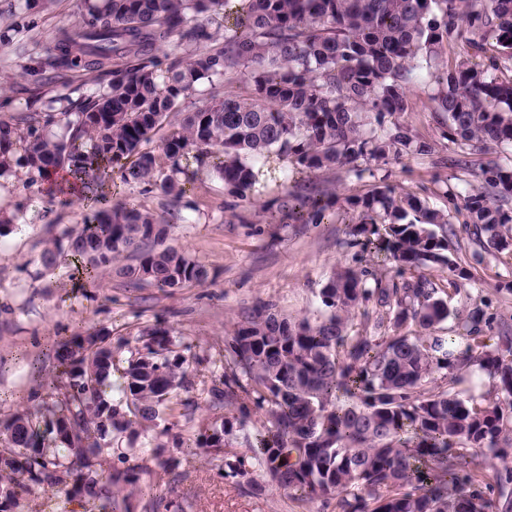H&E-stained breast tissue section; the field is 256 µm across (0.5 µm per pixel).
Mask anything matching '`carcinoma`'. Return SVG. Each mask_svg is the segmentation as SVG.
<instances>
[{
    "mask_svg": "<svg viewBox=\"0 0 512 512\" xmlns=\"http://www.w3.org/2000/svg\"><path fill=\"white\" fill-rule=\"evenodd\" d=\"M82 21L55 30L30 57L20 84L0 79V178L21 171L92 217L67 228L39 258L47 271L74 266L95 284L115 273L134 286L179 289L208 279L204 265L166 245L169 221L112 199L106 184L160 191L179 202L204 171L228 193L257 203L268 177L285 191L275 224H321L337 210L346 245L390 270L343 267L320 290L325 314L290 319L260 302L224 337V375L210 390L230 415L195 447L224 455V477L258 467L302 502L336 500L339 512H512V329L483 336L479 307H448L435 273L470 279L448 235V212L389 185L340 199L317 181L342 169L425 156L429 142L400 120L415 71L435 86L432 108L456 146L448 167L472 176L448 203L466 212L487 251L512 246V157L473 158L512 147V0H83ZM462 43L483 56L439 61ZM91 88H68L75 74ZM236 90H226L232 82ZM180 130L147 148L171 113ZM444 322L448 331H441ZM109 331L58 342L50 391L0 421V512H25V496L72 485L100 512H128L146 458L126 449L112 464V435L154 421L188 388L186 359L166 328L143 335L118 402ZM498 397L466 387L472 368ZM264 417L242 452L225 437L252 412ZM491 468L492 481L483 477Z\"/></svg>",
    "mask_w": 512,
    "mask_h": 512,
    "instance_id": "cac0c4a2",
    "label": "carcinoma"
}]
</instances>
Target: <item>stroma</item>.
<instances>
[{"mask_svg": "<svg viewBox=\"0 0 512 512\" xmlns=\"http://www.w3.org/2000/svg\"><path fill=\"white\" fill-rule=\"evenodd\" d=\"M80 19L81 0H59L52 10L31 15L13 10L11 0H0V75L22 73L29 54L42 52L57 26ZM432 92L429 83L415 81L403 119L433 143L434 153L390 162L387 171L397 191L444 210L446 191L457 181L454 170L441 162L453 146L441 136ZM23 182L20 175L0 179V218L6 220L0 225V420L25 409L30 392L54 377L58 341L105 328L123 340L117 357L124 360L141 348L144 329L159 323L169 329L173 350L185 357L192 388L178 392L170 410L138 430L137 447L167 449L179 465L168 471L148 460L132 512H165L158 505L163 498L182 503L185 512H336L335 503L297 502L271 485L262 492L237 485L209 459L189 454L187 446L202 428L224 423V407L213 401L210 389L224 370L225 335L261 301L287 316H315L319 292L338 264L354 261L345 225L270 223L260 207L232 197L207 175L177 204L117 180L114 199L171 216L168 245L204 264L209 279L173 292L139 288L113 274L91 285L71 267L43 273L38 264L47 244L82 223L89 208L60 207L41 188H24ZM452 229L472 277L448 305L483 307L491 317L484 334L495 336L497 326H512V251H484L469 228L456 222ZM168 427L182 433L184 447L169 448ZM26 510L89 512V507L63 486L31 493Z\"/></svg>", "mask_w": 512, "mask_h": 512, "instance_id": "stroma-1", "label": "stroma"}]
</instances>
